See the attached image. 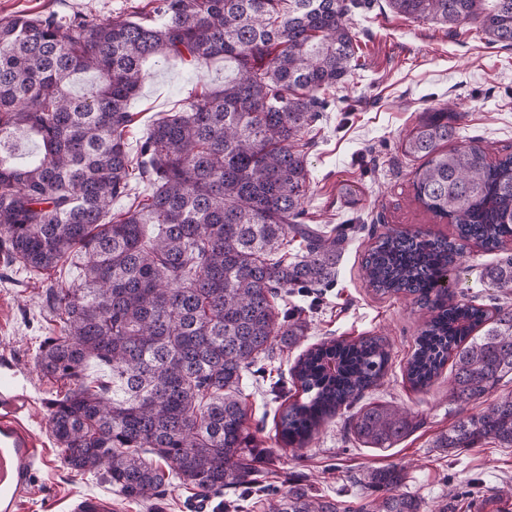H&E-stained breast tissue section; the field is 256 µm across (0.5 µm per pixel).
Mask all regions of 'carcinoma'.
<instances>
[{
	"label": "carcinoma",
	"instance_id": "obj_1",
	"mask_svg": "<svg viewBox=\"0 0 512 512\" xmlns=\"http://www.w3.org/2000/svg\"><path fill=\"white\" fill-rule=\"evenodd\" d=\"M151 21L104 23L77 14L0 18V252L31 273L68 257L81 273L53 291L64 336L40 348L36 367L68 389L49 401V430L64 463L103 472L124 498L157 494L164 459L182 484L207 496L251 470L257 447L242 400L245 372L277 348L299 346L307 325L279 311L295 288L330 287L348 241L339 225L300 223L308 169L302 134L326 92L353 70L355 36L344 0H156ZM392 11L450 29L474 23L512 46V0H389ZM158 56L194 64L221 58L232 73L158 118L140 149L147 194L118 217L128 195V110ZM90 74L87 92L73 83ZM459 116L437 108L408 133L405 153L425 160L415 200L453 224L457 240L390 229L364 257L372 288L412 297L431 312L407 367L425 387L452 361L449 398L463 408L512 375V307L490 315L444 285L457 241L488 251L512 240V154L495 161L458 145ZM38 144L14 162L17 134ZM304 250L288 258V237ZM487 287L512 292V257L485 269ZM96 361L112 387L91 386ZM390 360L380 336L323 342L292 369L301 396L274 416L281 448H302L318 428L377 385ZM416 422L369 403L350 418L361 443L390 448ZM491 439L512 448V392L461 415L437 440L449 451ZM369 512H423L401 491L404 467L372 469ZM271 512H347L342 501L292 489Z\"/></svg>",
	"mask_w": 512,
	"mask_h": 512
}]
</instances>
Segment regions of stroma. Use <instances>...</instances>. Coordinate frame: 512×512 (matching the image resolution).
<instances>
[{
    "mask_svg": "<svg viewBox=\"0 0 512 512\" xmlns=\"http://www.w3.org/2000/svg\"><path fill=\"white\" fill-rule=\"evenodd\" d=\"M148 0H0V18L17 13L56 12L69 17L93 13L98 19L143 17ZM349 16L358 46V61L348 81L326 96L317 120L301 143L307 155L308 190L301 223L350 225L336 282L329 288H305L288 296L308 326L305 345L361 336L385 337L391 351L389 370L364 402H386L410 410L416 428L390 448H370L350 433L345 415L329 420L307 448L276 447L274 414L295 392L291 370L299 348L275 353L251 372L243 400L256 427L259 446L256 471L245 484L225 486L208 496L207 512H269L271 503L301 487L314 495L347 501L359 512L369 500L364 474L388 464L405 467L403 488L419 496L424 512H477L486 504H512V448L488 440L451 453L436 440L448 431L460 411L475 414L448 399L451 367L427 388L413 389L405 367L425 314L404 295H380L369 287L362 259L375 238L390 228L453 236V225L425 211L414 199L413 180L420 160L405 155L402 143L423 112L450 106L458 112L459 141L485 149L489 159L512 153V47L491 44L471 24L454 29L419 23L394 13L388 0H367ZM224 82L223 60L195 67L162 59L147 75L129 110L133 121L127 143L138 158L149 126L177 110L201 85ZM512 254V243L487 252L465 244L457 259L454 286L459 295L487 311L512 306V293L487 288L486 266ZM79 275L76 260L60 262L34 274L7 263L0 255V378L11 377L33 398L29 429L43 443L35 487L21 512H70L81 494L112 498L118 512H188L197 493L183 485L163 460L157 495L131 501L115 494L99 474H79L62 462L49 432L51 399L63 396L62 383L41 378L35 359L46 338L62 334V324L47 304L50 290L68 288Z\"/></svg>",
    "mask_w": 512,
    "mask_h": 512,
    "instance_id": "obj_1",
    "label": "stroma"
}]
</instances>
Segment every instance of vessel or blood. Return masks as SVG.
<instances>
[{
  "instance_id": "obj_1",
  "label": "vessel or blood",
  "mask_w": 512,
  "mask_h": 512,
  "mask_svg": "<svg viewBox=\"0 0 512 512\" xmlns=\"http://www.w3.org/2000/svg\"><path fill=\"white\" fill-rule=\"evenodd\" d=\"M30 399L8 380L0 381V512H19L30 493L41 443L24 425Z\"/></svg>"
}]
</instances>
